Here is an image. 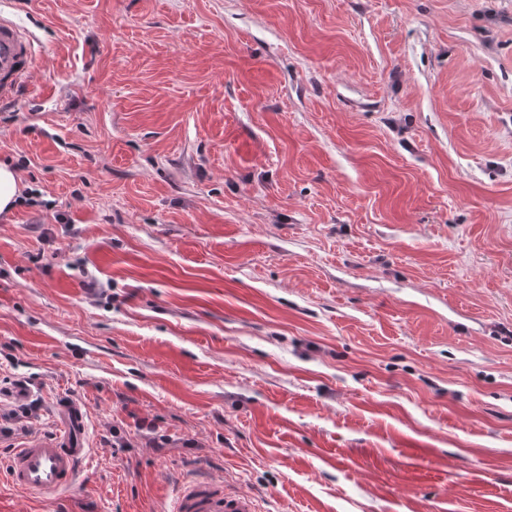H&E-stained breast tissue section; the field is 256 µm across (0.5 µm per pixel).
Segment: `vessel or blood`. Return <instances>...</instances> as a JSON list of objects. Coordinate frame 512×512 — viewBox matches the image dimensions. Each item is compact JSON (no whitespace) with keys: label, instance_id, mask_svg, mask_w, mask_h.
Here are the masks:
<instances>
[{"label":"vessel or blood","instance_id":"obj_1","mask_svg":"<svg viewBox=\"0 0 512 512\" xmlns=\"http://www.w3.org/2000/svg\"><path fill=\"white\" fill-rule=\"evenodd\" d=\"M30 38L15 23L0 19V99L14 94L33 66ZM59 436L36 439L12 449L5 463L7 484L29 493L76 492L83 463L89 455L84 444L82 406L66 400L59 405ZM169 512H258L253 497L195 473L174 490Z\"/></svg>","mask_w":512,"mask_h":512}]
</instances>
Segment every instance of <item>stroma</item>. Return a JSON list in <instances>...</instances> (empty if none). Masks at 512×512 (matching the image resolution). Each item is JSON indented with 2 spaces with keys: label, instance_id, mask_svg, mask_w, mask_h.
<instances>
[{
  "label": "stroma",
  "instance_id": "1",
  "mask_svg": "<svg viewBox=\"0 0 512 512\" xmlns=\"http://www.w3.org/2000/svg\"><path fill=\"white\" fill-rule=\"evenodd\" d=\"M0 465L86 415L82 494L512 512V0H0ZM35 52L30 38L15 23L0 19V99L19 88L33 66ZM21 193V178L8 164H0V213L14 208ZM196 473L179 483L174 490L168 512H258L253 497L217 484L202 473Z\"/></svg>",
  "mask_w": 512,
  "mask_h": 512
}]
</instances>
